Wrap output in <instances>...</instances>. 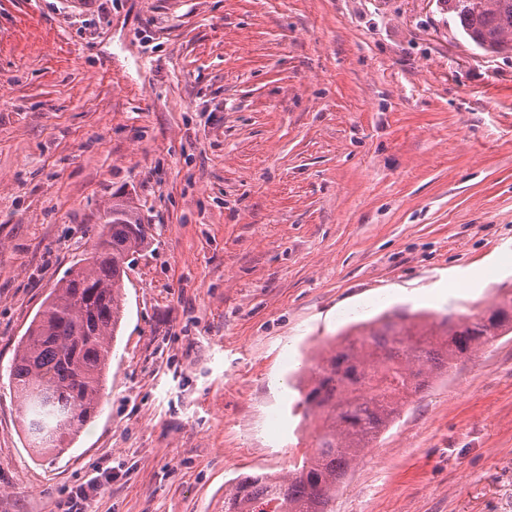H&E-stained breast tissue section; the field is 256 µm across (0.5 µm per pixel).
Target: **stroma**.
<instances>
[{
  "label": "stroma",
  "instance_id": "1",
  "mask_svg": "<svg viewBox=\"0 0 512 512\" xmlns=\"http://www.w3.org/2000/svg\"><path fill=\"white\" fill-rule=\"evenodd\" d=\"M117 196L147 240L101 412L39 457L9 367ZM507 252L512 54L442 0H0V512L92 480L91 512H224L311 448L303 359L396 308L494 306L512 270L467 272ZM330 509L512 512V333L431 379Z\"/></svg>",
  "mask_w": 512,
  "mask_h": 512
}]
</instances>
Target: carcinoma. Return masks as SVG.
<instances>
[{
	"label": "carcinoma",
	"mask_w": 512,
	"mask_h": 512,
	"mask_svg": "<svg viewBox=\"0 0 512 512\" xmlns=\"http://www.w3.org/2000/svg\"><path fill=\"white\" fill-rule=\"evenodd\" d=\"M464 33L489 54L512 53V0H442ZM137 208L114 200L91 251L53 288L21 339L10 377L24 400L28 445L39 454L69 448L99 412L103 382L123 316L127 258L144 245ZM394 312L368 335L331 347L299 390L293 412L322 420L315 448L286 478L246 475L224 493V512H330L336 485L366 447L422 392L431 375L512 331V295L495 309L443 317L441 336H414Z\"/></svg>",
	"instance_id": "obj_1"
}]
</instances>
